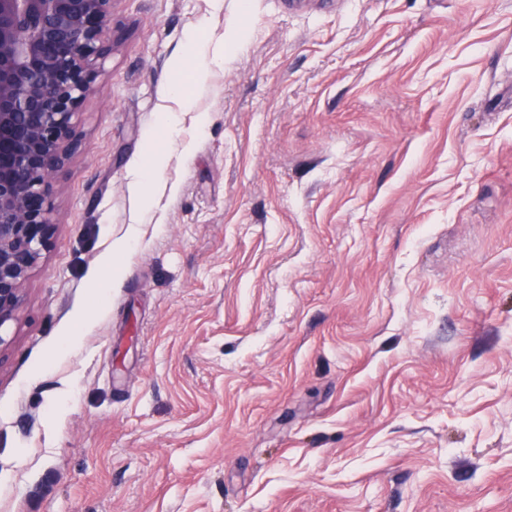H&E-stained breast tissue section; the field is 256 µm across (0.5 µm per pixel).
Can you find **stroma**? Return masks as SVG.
Instances as JSON below:
<instances>
[{"mask_svg":"<svg viewBox=\"0 0 512 512\" xmlns=\"http://www.w3.org/2000/svg\"><path fill=\"white\" fill-rule=\"evenodd\" d=\"M107 41L0 330V512H512V0H114Z\"/></svg>","mask_w":512,"mask_h":512,"instance_id":"stroma-1","label":"stroma"}]
</instances>
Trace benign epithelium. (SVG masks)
I'll use <instances>...</instances> for the list:
<instances>
[{"label": "benign epithelium", "mask_w": 512, "mask_h": 512, "mask_svg": "<svg viewBox=\"0 0 512 512\" xmlns=\"http://www.w3.org/2000/svg\"><path fill=\"white\" fill-rule=\"evenodd\" d=\"M114 0H0V347L53 226L50 192L92 92Z\"/></svg>", "instance_id": "1"}]
</instances>
